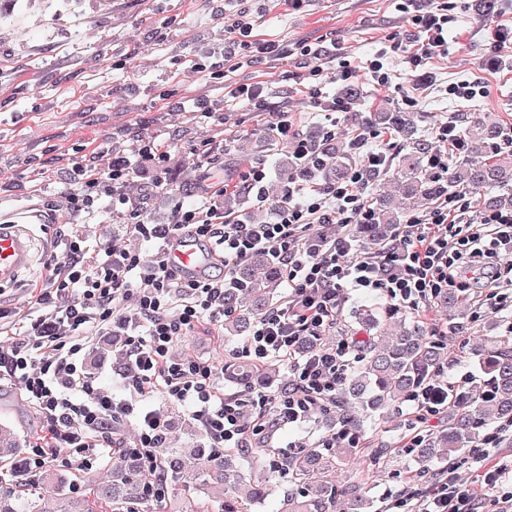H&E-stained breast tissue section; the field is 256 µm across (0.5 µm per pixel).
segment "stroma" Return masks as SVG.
Returning <instances> with one entry per match:
<instances>
[{
    "label": "stroma",
    "instance_id": "35a3bbf8",
    "mask_svg": "<svg viewBox=\"0 0 512 512\" xmlns=\"http://www.w3.org/2000/svg\"><path fill=\"white\" fill-rule=\"evenodd\" d=\"M401 0H304L300 9L286 0H254V35L280 40L284 54L259 60L232 72L239 83H262L273 92V103L287 110L293 131L315 130L312 119L324 102L311 95L323 85L329 96H340L343 82H332L331 72L348 61L363 87L365 105L382 101L404 112L416 113L417 132L431 138L434 129L452 117L475 118L495 112L512 131V43L493 42L495 26H512V0L493 20L479 13L477 0H430L433 9L446 8L449 42L446 56L427 63L429 86L412 77L408 55L421 34L410 14L401 12ZM0 10L11 13L12 25L0 31V204L42 211L45 221L31 225L33 262L12 285L0 287V308L13 319L34 308V287H48V263L64 253L63 225L50 221L53 210L65 209V192L80 160L79 146L111 155L122 146L127 131L157 136L173 143L170 181L177 199L192 201L213 180L241 184L243 154L263 159L282 145L262 136L268 113L241 106L226 121L200 123L179 108L184 99L214 96L213 85L202 74L181 69V58L213 55L223 60L233 36L224 27V0H0ZM335 45L326 59L322 78L309 74L300 43ZM387 50L394 86L377 89L365 72L367 62ZM105 51L106 62L96 54ZM475 81L489 93L461 101L448 93L449 84ZM209 141L211 162L189 169L184 149ZM512 310L482 318L472 325L470 338L445 336L460 362L454 379L479 374L473 349L479 336L505 332ZM241 338L225 339L224 328L204 324L175 347L176 353L223 362L237 351ZM119 336L97 337L86 356L89 372L102 384L117 388ZM0 427L19 438L33 439L43 430L37 411L10 382L0 383ZM415 461L408 456L377 465L368 449H360L348 467L337 470V481H360L372 501L371 512H388L405 494L420 495L425 486L410 481Z\"/></svg>",
    "mask_w": 512,
    "mask_h": 512
}]
</instances>
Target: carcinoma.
I'll return each instance as SVG.
<instances>
[{
	"mask_svg": "<svg viewBox=\"0 0 512 512\" xmlns=\"http://www.w3.org/2000/svg\"><path fill=\"white\" fill-rule=\"evenodd\" d=\"M364 91L356 86L343 90L346 125L356 134L382 129L399 141L397 154L374 170L364 173V182L374 184L386 176L395 181L401 198L430 208L461 193L477 196V204L488 209H512V150L498 115L488 112L474 120H461L464 145H448V170L430 167V156L438 151L417 133L415 116L382 105L365 111L357 106ZM313 163L305 165L282 153L275 162L284 185L308 183L323 189L348 178L357 156L352 137L335 139L324 133L310 136ZM405 208L390 196L371 191L369 218L350 225L349 232L368 247L384 244L404 223ZM284 299V275L278 264L263 252L254 253L224 289V332L229 337L248 336L255 324ZM440 308L459 309L448 330L464 336L471 317L461 309L463 300L453 293L437 299ZM352 333L357 340L358 366L336 394V403L315 414L314 420L332 433L362 435L378 431L385 411L434 383L457 361L455 351L433 334L418 316L395 309L384 312L366 306L354 312ZM476 356L487 376L488 390L476 385L448 384V400L442 407L445 428L424 434L408 449L425 468L479 449L484 438L505 421H512V338L486 336ZM224 380L243 390L277 386L285 394L291 382H280V364H257L228 356L224 358ZM191 437L193 462L184 461L185 449L166 439L154 449L167 480V493L150 491L138 455L130 448L113 457L108 480L81 487L70 475L46 468L38 473L24 466L26 447L22 440L0 434V512H140L147 505L159 512H257V507L275 491L273 480L286 482L280 512H368L370 499L363 484L336 482L330 473L349 459L352 449L338 441L336 447L322 444L282 453L270 446L271 436L246 433L239 448H212L193 423H185ZM400 449L377 435L371 458L383 463Z\"/></svg>",
	"mask_w": 512,
	"mask_h": 512,
	"instance_id": "cac0c4a2",
	"label": "carcinoma"
}]
</instances>
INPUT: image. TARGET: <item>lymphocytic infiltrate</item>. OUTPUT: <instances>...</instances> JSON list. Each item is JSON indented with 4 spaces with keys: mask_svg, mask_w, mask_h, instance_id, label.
Returning <instances> with one entry per match:
<instances>
[{
    "mask_svg": "<svg viewBox=\"0 0 512 512\" xmlns=\"http://www.w3.org/2000/svg\"><path fill=\"white\" fill-rule=\"evenodd\" d=\"M230 30L250 38L253 59L282 55L275 40L252 36L253 19L244 0H226ZM413 22L424 39L409 57L412 69L448 52V17L417 9ZM195 72L208 76L217 97L186 100L183 111L210 119L242 104L267 108L261 86L226 83V71L193 57ZM170 146L135 138L128 152L113 156L107 168L78 163L68 188L69 210L92 223L109 213L132 231L155 243L152 260L136 250L91 245L81 230L66 237L62 261L50 269L49 287L40 289V314L10 327L0 309V378L18 384L24 399L36 406L48 435L29 448L27 466L40 470L58 460L60 450L89 465L94 449L103 447L111 425L131 420L137 427L135 449L150 477V487L165 483L153 455L168 422L146 397L161 394L188 408L215 448H237L246 432L277 431L280 426L310 421L314 410L330 402L345 377L353 346L346 340L311 355L298 353L301 335L334 327L350 292L378 295L392 307L419 311L431 307L450 289L478 296L477 314L495 315L512 308V209L474 213L466 196H457L408 217L380 249L370 251L341 235L323 239L317 248L305 242L315 227L355 224L368 217L366 187L360 171L330 188L315 192L291 188L287 202L273 206L268 221L249 222L242 213L224 209L223 183L206 186L202 199L174 203L168 222H150L142 203L128 187L144 163H152V194H167ZM208 243L221 275H183L172 265L170 252L184 230ZM270 254L282 269L288 296L254 328L241 348L242 356L262 362L286 361L294 386L287 395L253 394L249 401L224 396L219 371L209 359L179 355L177 342L203 322L224 319V290L235 267L253 252ZM124 337L119 364L124 392L114 395L85 367L96 337ZM505 430L471 455L479 485L460 479L454 468L441 469L428 494L410 512H512V463L491 458ZM499 489L484 502L479 488Z\"/></svg>",
    "mask_w": 512,
    "mask_h": 512,
    "instance_id": "1",
    "label": "lymphocytic infiltrate"
}]
</instances>
